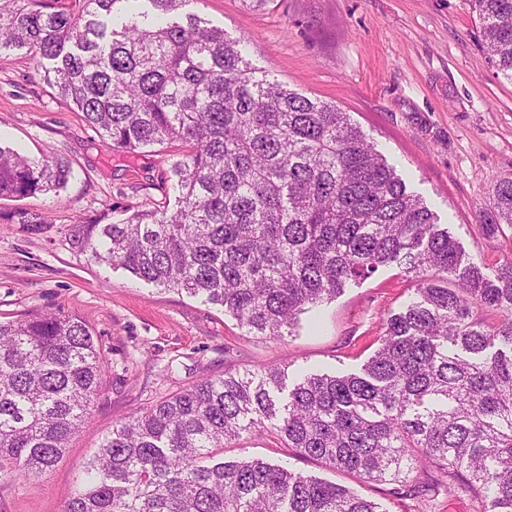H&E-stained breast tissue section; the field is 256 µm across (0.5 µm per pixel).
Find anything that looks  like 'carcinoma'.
Listing matches in <instances>:
<instances>
[{
    "mask_svg": "<svg viewBox=\"0 0 512 512\" xmlns=\"http://www.w3.org/2000/svg\"><path fill=\"white\" fill-rule=\"evenodd\" d=\"M127 0H0V51L47 60L37 75L115 151L179 142L173 207L87 223L74 245L163 290L218 305L253 336L397 264L416 298L391 314L359 374H310L282 402L284 372H228L112 426L64 512H377L357 489L261 459L222 458L251 432L394 492L433 473L479 512H512V260L484 273L407 192L348 113L251 66L239 41L148 0L160 16L109 18ZM484 48L512 81V0H470ZM59 157L0 145V199L57 193ZM512 226V178L483 212ZM482 313L497 316L493 322ZM104 360L78 316L0 322L1 480L41 477L96 407Z\"/></svg>",
    "mask_w": 512,
    "mask_h": 512,
    "instance_id": "carcinoma-1",
    "label": "carcinoma"
}]
</instances>
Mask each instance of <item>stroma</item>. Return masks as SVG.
<instances>
[{
    "label": "stroma",
    "instance_id": "1",
    "mask_svg": "<svg viewBox=\"0 0 512 512\" xmlns=\"http://www.w3.org/2000/svg\"><path fill=\"white\" fill-rule=\"evenodd\" d=\"M187 12L241 41L258 70L288 89L336 104L392 164L463 248L487 269L512 258V229L485 236L478 213L512 177V82L482 47L468 0H189ZM0 143L40 159L67 160L60 194L0 200V211L41 216L40 231L0 223V320L34 312L81 317L104 352V386L93 414L71 436L50 474L0 482V512H64L89 459L114 424L137 408L224 372L285 368V386L312 373L360 372L383 321L415 296L398 266L349 283L301 315L293 335H247L222 308L96 264L73 244L78 217L111 223L127 208L173 198L168 144L113 151L35 76L22 50L0 53ZM260 458L358 488L382 512H477L468 492L422 498L299 457L270 434H246L224 457Z\"/></svg>",
    "mask_w": 512,
    "mask_h": 512
}]
</instances>
